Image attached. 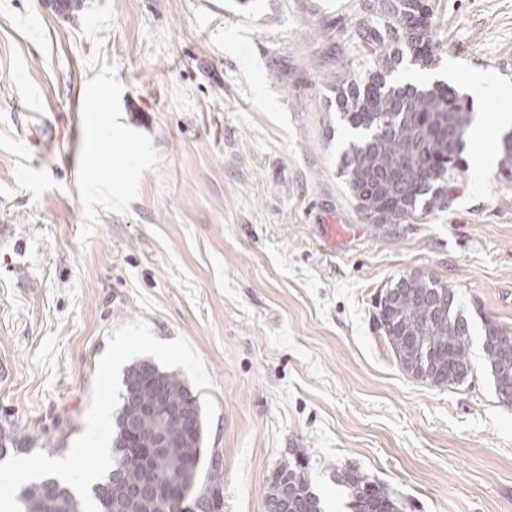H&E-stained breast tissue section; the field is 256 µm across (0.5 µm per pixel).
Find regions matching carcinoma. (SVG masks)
<instances>
[{"instance_id":"obj_1","label":"carcinoma","mask_w":512,"mask_h":512,"mask_svg":"<svg viewBox=\"0 0 512 512\" xmlns=\"http://www.w3.org/2000/svg\"><path fill=\"white\" fill-rule=\"evenodd\" d=\"M390 0L373 6L374 21L369 36L374 53L359 77L336 81V109L342 120L357 132V137L343 152L341 173L351 199L365 220L366 204L361 199L381 182L389 181L392 191L383 205L399 213V220L418 210L443 209L448 205V191L463 163L465 138L471 124L470 100L450 84L392 83L389 77L408 59L424 69L435 66L437 58L431 35L430 19L411 26L427 7L425 0H400L398 11L389 9ZM396 300L385 309L379 325L388 333L394 351L429 358L433 385L463 384L472 375L469 358L473 343L472 322L455 301V293L443 294L441 283L422 274H409L390 284ZM511 336L512 327L486 317L482 329L484 367L489 375L501 371L490 348L493 336ZM127 372L151 374L174 400H188L191 394L178 373L167 371L148 359L132 364ZM196 428L191 441L173 440L172 447L152 467L142 462L141 452L127 447L125 420L132 416V403L122 401L115 414L112 435V468L104 480L93 487L98 512L106 508L101 490L116 474L125 479L150 481L157 486L188 488L196 494L213 487L219 460L210 456L212 473L200 481L206 453L204 420L200 406H195ZM158 428L172 436L180 431L170 419L147 418L141 421L143 434ZM288 481L297 493L296 512H321L320 499L313 491L301 464L290 460L275 477L268 499H273L282 481ZM350 499L354 512H372L380 506L384 512H401L404 504L392 494L354 469L337 476ZM23 512H80L72 493L53 479L25 486L19 495ZM135 512H179L177 504L163 498L150 501Z\"/></svg>"}]
</instances>
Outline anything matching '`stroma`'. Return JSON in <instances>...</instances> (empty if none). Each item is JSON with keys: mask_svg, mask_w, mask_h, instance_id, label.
Returning <instances> with one entry per match:
<instances>
[{"mask_svg": "<svg viewBox=\"0 0 512 512\" xmlns=\"http://www.w3.org/2000/svg\"><path fill=\"white\" fill-rule=\"evenodd\" d=\"M374 2L0 0V430L26 458L97 470L148 359L202 410L221 512H267L299 451L323 512H350L348 467L409 512H512V405L481 370L409 377L376 320L418 273L512 326V175L470 142L447 208L362 218L330 85L362 74ZM430 3L424 82L512 84V0Z\"/></svg>", "mask_w": 512, "mask_h": 512, "instance_id": "35a3bbf8", "label": "stroma"}]
</instances>
